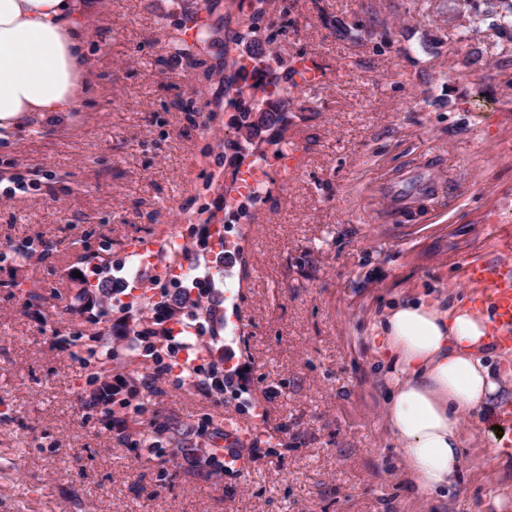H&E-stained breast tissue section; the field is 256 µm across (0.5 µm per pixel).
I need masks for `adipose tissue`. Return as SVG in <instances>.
I'll list each match as a JSON object with an SVG mask.
<instances>
[{
    "instance_id": "ef3b65f1",
    "label": "adipose tissue",
    "mask_w": 512,
    "mask_h": 512,
    "mask_svg": "<svg viewBox=\"0 0 512 512\" xmlns=\"http://www.w3.org/2000/svg\"><path fill=\"white\" fill-rule=\"evenodd\" d=\"M89 0H0V131L33 112H71L92 79ZM492 319L423 288L393 299L364 338L388 388L384 425L422 505L457 487L463 417L482 424L512 398V369L492 363Z\"/></svg>"
}]
</instances>
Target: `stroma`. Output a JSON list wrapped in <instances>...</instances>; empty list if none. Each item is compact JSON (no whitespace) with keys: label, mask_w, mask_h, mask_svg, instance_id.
Instances as JSON below:
<instances>
[{"label":"stroma","mask_w":512,"mask_h":512,"mask_svg":"<svg viewBox=\"0 0 512 512\" xmlns=\"http://www.w3.org/2000/svg\"><path fill=\"white\" fill-rule=\"evenodd\" d=\"M240 2L99 0L85 22L91 95L0 139V512H420L361 334L372 311L423 286L471 297L464 263L496 262L495 237L512 232V30L457 25L451 0H264L258 16ZM192 14L204 22L193 69L175 56ZM340 21L355 38L337 36ZM246 30L282 60L315 56L323 79L288 95L289 173L239 210L224 184L252 157L229 146L224 45ZM401 181L437 192L405 209ZM210 213L241 248L231 269L210 258ZM171 224L186 261L210 259L224 346L244 374L206 396L158 378L165 347L140 356L141 398L168 426L163 464L140 446L145 417L115 409L118 430L81 405L87 371L52 337L91 332L65 306L74 273L96 283L84 256L103 241L113 281L147 290L140 316L173 299L153 289L154 263L133 277L123 251ZM38 241L43 256L14 259ZM228 416L252 463L216 478L197 459L224 437L200 425ZM465 433L463 483L440 512L512 496L497 429Z\"/></svg>","instance_id":"35a3bbf8"}]
</instances>
